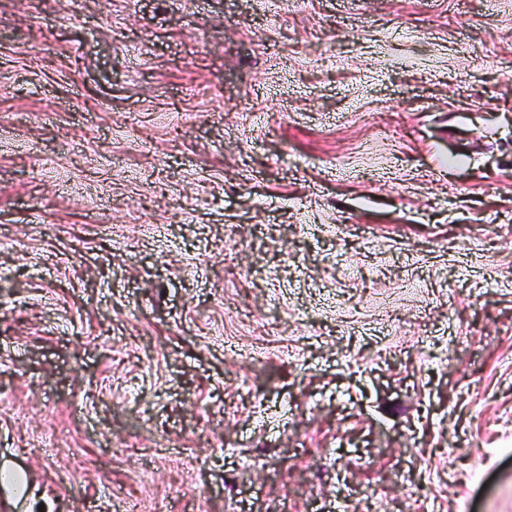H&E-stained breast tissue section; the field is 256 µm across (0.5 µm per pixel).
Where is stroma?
<instances>
[{
    "mask_svg": "<svg viewBox=\"0 0 512 512\" xmlns=\"http://www.w3.org/2000/svg\"><path fill=\"white\" fill-rule=\"evenodd\" d=\"M464 502L512 512V0H0V512Z\"/></svg>",
    "mask_w": 512,
    "mask_h": 512,
    "instance_id": "obj_1",
    "label": "stroma"
}]
</instances>
